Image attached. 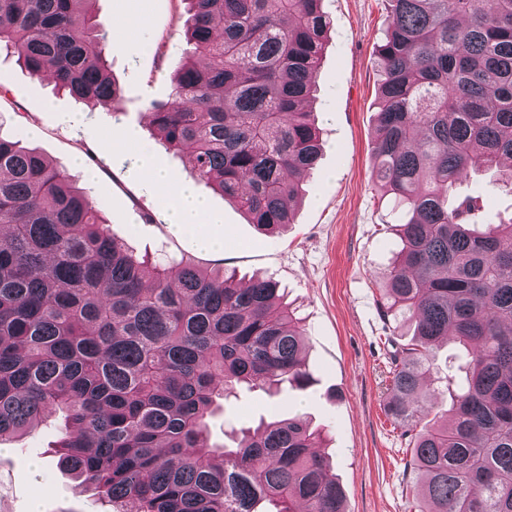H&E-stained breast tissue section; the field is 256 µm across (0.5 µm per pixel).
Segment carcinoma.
Segmentation results:
<instances>
[{
	"label": "carcinoma",
	"mask_w": 512,
	"mask_h": 512,
	"mask_svg": "<svg viewBox=\"0 0 512 512\" xmlns=\"http://www.w3.org/2000/svg\"><path fill=\"white\" fill-rule=\"evenodd\" d=\"M93 0H0V52L102 107L121 98ZM185 61L146 104L163 145L260 232L293 223L321 137L307 110L327 35L321 0H187ZM373 156L407 219L384 277L413 334L387 412L418 424V512H512V217L477 223L470 171L512 188V0H388ZM301 318L277 284L136 255L40 153L0 135V441L66 414L63 467L130 512H345L295 415L210 441L216 399L310 383ZM471 360L452 406L424 391L433 349Z\"/></svg>",
	"instance_id": "cac0c4a2"
}]
</instances>
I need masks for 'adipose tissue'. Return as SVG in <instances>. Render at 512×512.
Listing matches in <instances>:
<instances>
[{
    "label": "adipose tissue",
    "instance_id": "ef3b65f1",
    "mask_svg": "<svg viewBox=\"0 0 512 512\" xmlns=\"http://www.w3.org/2000/svg\"><path fill=\"white\" fill-rule=\"evenodd\" d=\"M131 174L162 198V209L175 231L195 234L202 228L220 224V216L209 211L206 201L193 188L173 183L166 172L153 167L147 154L138 155Z\"/></svg>",
    "mask_w": 512,
    "mask_h": 512
}]
</instances>
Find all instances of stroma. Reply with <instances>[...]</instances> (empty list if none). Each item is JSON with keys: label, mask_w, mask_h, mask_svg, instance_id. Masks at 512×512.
<instances>
[{"label": "stroma", "mask_w": 512, "mask_h": 512, "mask_svg": "<svg viewBox=\"0 0 512 512\" xmlns=\"http://www.w3.org/2000/svg\"><path fill=\"white\" fill-rule=\"evenodd\" d=\"M330 20L313 103L323 150L307 179L294 222L257 231L220 194L201 187L224 215V248L214 251L171 231L162 208L129 174L135 156L149 150L154 165L192 181L183 155L155 139L144 112L166 100L170 76L185 47L183 0H97L112 77L123 100L115 110L92 107L31 77L15 57L0 55V135L22 139L73 175L77 188L101 207L110 232L137 255H169L241 277L263 275L284 288L306 332L311 383L282 384L276 395L238 390L208 419L213 443L227 429L303 414L324 430V449L344 490L346 512H417L410 468L413 432L384 411L392 342L411 335L381 303L383 276L400 241V218L382 195L373 170L372 132L381 73L376 63L388 17L385 0H322ZM67 112L84 120L68 125ZM128 127L139 143L115 141ZM81 166H74V158ZM461 192L482 195L488 220L512 216V189L490 172L465 177ZM65 416L46 410L38 425L0 442V512H122L97 489L78 487L57 465L55 445Z\"/></svg>", "instance_id": "stroma-1"}]
</instances>
